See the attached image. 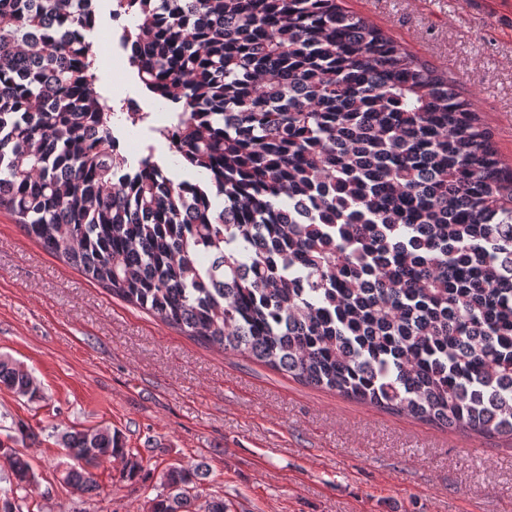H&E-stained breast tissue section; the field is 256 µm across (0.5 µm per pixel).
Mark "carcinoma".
Segmentation results:
<instances>
[{
	"instance_id": "carcinoma-1",
	"label": "carcinoma",
	"mask_w": 512,
	"mask_h": 512,
	"mask_svg": "<svg viewBox=\"0 0 512 512\" xmlns=\"http://www.w3.org/2000/svg\"><path fill=\"white\" fill-rule=\"evenodd\" d=\"M122 43L179 105L185 177L112 152L94 0H0V210L184 335L448 430L512 439V168L448 73L343 0H132ZM43 399L0 355V388ZM12 438L35 439L11 421ZM64 481L140 451L60 435ZM0 512L37 477L2 448ZM209 464L169 465L148 512H229Z\"/></svg>"
}]
</instances>
